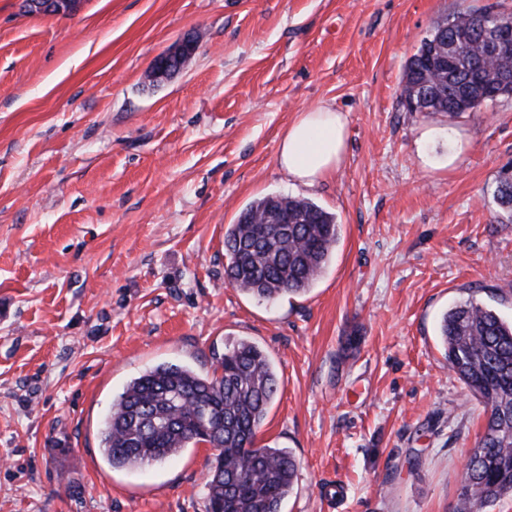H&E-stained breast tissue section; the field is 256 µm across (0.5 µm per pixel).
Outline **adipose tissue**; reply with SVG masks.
<instances>
[{
	"mask_svg": "<svg viewBox=\"0 0 512 512\" xmlns=\"http://www.w3.org/2000/svg\"><path fill=\"white\" fill-rule=\"evenodd\" d=\"M346 148L343 113L319 106L299 113L278 149V164L288 177L306 187L321 183L340 167Z\"/></svg>",
	"mask_w": 512,
	"mask_h": 512,
	"instance_id": "adipose-tissue-1",
	"label": "adipose tissue"
}]
</instances>
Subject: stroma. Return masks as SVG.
I'll return each instance as SVG.
<instances>
[{
	"instance_id": "35a3bbf8",
	"label": "stroma",
	"mask_w": 512,
	"mask_h": 512,
	"mask_svg": "<svg viewBox=\"0 0 512 512\" xmlns=\"http://www.w3.org/2000/svg\"><path fill=\"white\" fill-rule=\"evenodd\" d=\"M512 0H0V512H206L212 451L115 469L100 429L161 363L212 374L228 339L269 355L258 438L290 449L283 512H455L484 407L451 371L442 314L474 298L512 320V98L427 117L401 103L437 23ZM195 37L151 86L160 54ZM343 112L345 158L290 179L300 112ZM304 198L340 240L302 296L224 276L252 201Z\"/></svg>"
}]
</instances>
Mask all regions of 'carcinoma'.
I'll return each mask as SVG.
<instances>
[{"instance_id":"1","label":"carcinoma","mask_w":512,"mask_h":512,"mask_svg":"<svg viewBox=\"0 0 512 512\" xmlns=\"http://www.w3.org/2000/svg\"><path fill=\"white\" fill-rule=\"evenodd\" d=\"M476 11L460 13L422 39L404 73L401 99L425 116L468 111L470 71L485 66V84L512 72V56L485 58ZM456 45L463 66L430 67L433 54ZM453 83L458 99L437 97L434 88ZM495 199L512 218V176L501 172ZM277 203L288 216L286 231L260 224ZM336 216L317 204L280 195L264 196L243 209L224 234L228 283L264 300L307 291L322 275L339 240ZM440 333L448 367L482 402L485 429L469 454L456 512H482L512 495V321L473 299L443 316ZM212 376L160 364L132 379L112 405L101 431L104 455L114 468L159 463L200 444L214 450L205 484L207 512H281L297 479L298 463L286 448L257 444L278 377L256 343L224 344Z\"/></svg>"}]
</instances>
